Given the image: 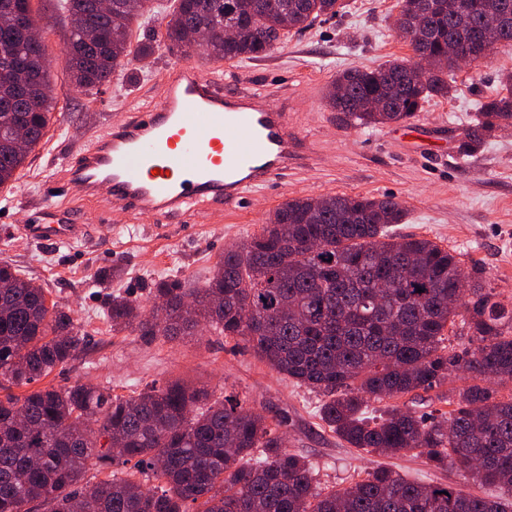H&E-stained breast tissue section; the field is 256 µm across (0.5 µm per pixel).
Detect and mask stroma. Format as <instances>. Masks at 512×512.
<instances>
[{"label": "stroma", "instance_id": "35a3bbf8", "mask_svg": "<svg viewBox=\"0 0 512 512\" xmlns=\"http://www.w3.org/2000/svg\"><path fill=\"white\" fill-rule=\"evenodd\" d=\"M346 2L343 16L289 34L265 58L236 63L234 69L200 47L191 55L220 86L284 106L303 146L302 162L269 188L254 191L244 211L231 214L201 200L188 212L161 220L126 212L109 203L104 191L95 197L76 192L60 199L58 217L86 230L54 243L25 238L17 230L45 223L41 185L57 184L79 148L153 107L165 70L184 55L156 51L125 63L111 85L96 93L76 92L58 39L55 0H38L58 104L14 187H0V262L46 288L48 302L70 313L84 341L77 357L41 379V386L108 385L126 397L174 380L221 389L278 423L287 448L316 466L322 489L346 487L379 463L409 479L457 483L456 470L430 469L412 454L382 458L349 447L321 421V393L289 381L243 342L209 328L188 339L147 341L128 330L114 331L104 311L111 294L151 308L149 288L160 279L203 286L224 249L259 234L269 213L285 201L342 193L394 197L407 211L394 235L430 239L454 251L464 267L482 265L488 286L512 299V127L498 131L474 156L461 157L457 149L478 102L499 89L502 73L512 71V48L500 47L487 62L455 70L453 96L429 99L407 125L366 128L331 111L327 87L345 69L407 58L411 50L395 29L399 0Z\"/></svg>", "mask_w": 512, "mask_h": 512}]
</instances>
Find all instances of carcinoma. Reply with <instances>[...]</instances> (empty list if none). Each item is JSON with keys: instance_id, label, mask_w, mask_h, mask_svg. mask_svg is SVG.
<instances>
[{"instance_id": "obj_1", "label": "carcinoma", "mask_w": 512, "mask_h": 512, "mask_svg": "<svg viewBox=\"0 0 512 512\" xmlns=\"http://www.w3.org/2000/svg\"><path fill=\"white\" fill-rule=\"evenodd\" d=\"M57 0L59 42L73 89L112 82L129 57L165 45L190 49L202 34L207 55L255 60L316 22L345 9L343 0H176L156 44L132 46V25L149 0ZM398 21L422 27L433 68L415 79L411 61L341 72L329 106L375 128L402 124L430 98L451 92L448 43L465 50L484 38L491 50L512 45V0H399ZM343 95L336 96V89ZM378 98L386 109L373 111ZM56 105L44 37L0 23V187L18 180ZM512 126V73L479 104L458 145L462 157ZM23 133L27 146L14 145ZM406 209L393 197L325 195L277 207L261 233L224 250L202 288L155 281L161 312L110 295L112 329L142 339L194 336L201 324L248 343L277 372L325 396L321 420L353 448L412 452L432 468L455 467L499 497L412 481L378 465L350 486L325 492L312 463L285 448L277 425L235 398H213L180 382L135 396L107 386L45 387L18 396L73 358L82 338L73 318L47 304L45 288L0 263V512H512V306L466 273L453 252L392 225ZM422 292H417V289ZM461 324L469 345L456 351L445 331ZM457 372L470 383L452 390L448 416L427 418L397 406L369 417V402L428 392ZM128 467L123 476L110 470ZM105 477H100L104 471ZM154 482L151 489L144 488Z\"/></svg>"}]
</instances>
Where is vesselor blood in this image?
<instances>
[{"label": "vessel or blood", "instance_id": "b4317fda", "mask_svg": "<svg viewBox=\"0 0 512 512\" xmlns=\"http://www.w3.org/2000/svg\"><path fill=\"white\" fill-rule=\"evenodd\" d=\"M297 162L288 114L229 95L195 63L169 67L158 105L112 127L80 149L66 184L92 196L108 187L114 204L161 218L201 199L228 211L244 208ZM35 240L74 238L67 224H26Z\"/></svg>", "mask_w": 512, "mask_h": 512}]
</instances>
